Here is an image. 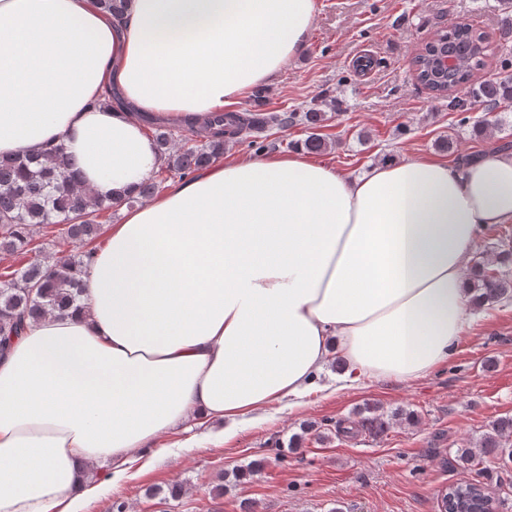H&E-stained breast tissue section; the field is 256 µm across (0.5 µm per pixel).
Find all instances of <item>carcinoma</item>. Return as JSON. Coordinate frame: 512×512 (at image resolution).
Returning a JSON list of instances; mask_svg holds the SVG:
<instances>
[{"mask_svg":"<svg viewBox=\"0 0 512 512\" xmlns=\"http://www.w3.org/2000/svg\"><path fill=\"white\" fill-rule=\"evenodd\" d=\"M503 19L498 29L499 46L512 50V0H497ZM489 36L469 23H457L442 30L413 58L417 81L440 98L448 99V109L464 114L461 123L475 104L496 108L475 121L474 130L500 128L510 122L509 113L500 108H512V77L489 76L472 83L474 72L485 66ZM469 45L471 50L455 54L456 67L448 77L438 78L432 72L436 50ZM328 120L327 112L310 108L289 115L260 112H215L208 118L210 135L204 141L196 140L195 131L187 129L180 134L166 126L156 127L157 149L163 157L161 169L173 178L184 179L209 166L224 155L228 140L241 138L250 132H260L278 125L286 127L299 123L310 130L302 148L310 153H321L328 148L325 138L315 129ZM72 163L61 146L39 154H18L0 157V251L25 254L33 250L35 235L48 226H60L66 238L74 243L68 254L54 259V263H29L7 274H0V354L12 339L21 335L27 321L47 315H67L81 308L84 284L82 270L90 263L94 248L90 244L100 235L102 224L97 221L100 212L113 209L112 204L98 199L93 191L72 180ZM160 192L159 183L149 179L135 196L123 199L132 206L141 199ZM475 308L512 298V280L490 276L484 264L476 262L471 276ZM361 417L362 428L380 433L386 428L383 415L376 408L366 407ZM512 437V418L492 424L479 441L478 450L464 448L457 458L464 464L475 462L481 455L498 451L508 452L502 440Z\"/></svg>","mask_w":512,"mask_h":512,"instance_id":"carcinoma-1","label":"carcinoma"}]
</instances>
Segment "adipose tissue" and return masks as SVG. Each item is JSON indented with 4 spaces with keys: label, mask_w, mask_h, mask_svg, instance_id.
Listing matches in <instances>:
<instances>
[{
    "label": "adipose tissue",
    "mask_w": 512,
    "mask_h": 512,
    "mask_svg": "<svg viewBox=\"0 0 512 512\" xmlns=\"http://www.w3.org/2000/svg\"><path fill=\"white\" fill-rule=\"evenodd\" d=\"M316 0H0V157L63 144L100 198L161 158L142 116L205 130L304 48ZM120 102H113V95ZM512 223V153L423 157L352 178L302 152L214 162L110 226L81 310L0 357V512H83L171 432L342 380L407 382L447 360L480 232Z\"/></svg>",
    "instance_id": "1"
}]
</instances>
